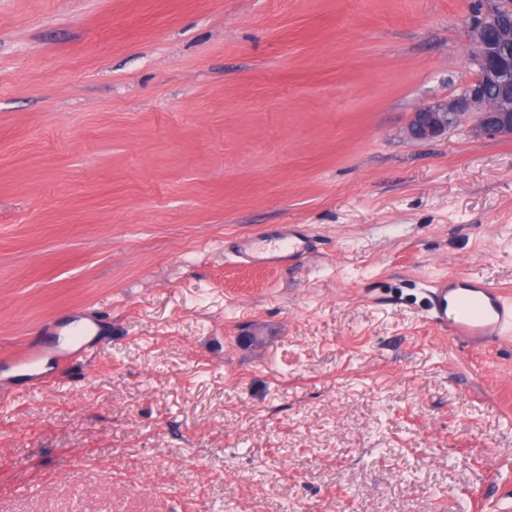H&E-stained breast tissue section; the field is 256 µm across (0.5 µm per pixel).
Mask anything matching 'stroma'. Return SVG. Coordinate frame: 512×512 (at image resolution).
Returning a JSON list of instances; mask_svg holds the SVG:
<instances>
[{"instance_id": "stroma-1", "label": "stroma", "mask_w": 512, "mask_h": 512, "mask_svg": "<svg viewBox=\"0 0 512 512\" xmlns=\"http://www.w3.org/2000/svg\"><path fill=\"white\" fill-rule=\"evenodd\" d=\"M477 0H0V512H503L512 333L462 346L428 281L512 292V138L456 97ZM303 224L316 252L239 262ZM80 321L77 320L75 322ZM75 322L56 324L43 328L40 333L42 339L39 346H30L28 344L10 351L1 350L0 367L34 371L49 355H54L57 359L64 357L79 358L90 355L96 346L94 340L89 338V336L96 335V324L92 322L95 327V332L92 334V326L81 325L78 327L73 325ZM63 328L69 333L67 334L68 336H72V346L75 347L74 349H62L56 340L57 336H63Z\"/></svg>"}]
</instances>
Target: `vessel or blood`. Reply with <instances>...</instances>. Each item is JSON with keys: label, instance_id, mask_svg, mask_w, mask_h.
Listing matches in <instances>:
<instances>
[{"label": "vessel or blood", "instance_id": "b4317fda", "mask_svg": "<svg viewBox=\"0 0 512 512\" xmlns=\"http://www.w3.org/2000/svg\"><path fill=\"white\" fill-rule=\"evenodd\" d=\"M312 248L311 237L298 225L274 224L269 226L261 242L242 239L237 255L260 265L279 267L290 264ZM428 311L435 325L446 330L453 339L468 345H493L512 330V297L474 277L445 274L431 279ZM64 332L73 339L68 350L62 349L57 341ZM92 332L89 325L69 323L45 327L41 331L40 345L1 351L0 367L33 371L36 386H43L49 376L40 372L42 362L51 356L79 358L90 355L95 348Z\"/></svg>", "mask_w": 512, "mask_h": 512}]
</instances>
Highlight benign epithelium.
Here are the masks:
<instances>
[{
	"label": "benign epithelium",
	"mask_w": 512,
	"mask_h": 512,
	"mask_svg": "<svg viewBox=\"0 0 512 512\" xmlns=\"http://www.w3.org/2000/svg\"><path fill=\"white\" fill-rule=\"evenodd\" d=\"M470 43L473 79L458 97L412 113L410 138L439 137L466 113L475 116L476 132L512 138V0H480Z\"/></svg>",
	"instance_id": "1"
}]
</instances>
